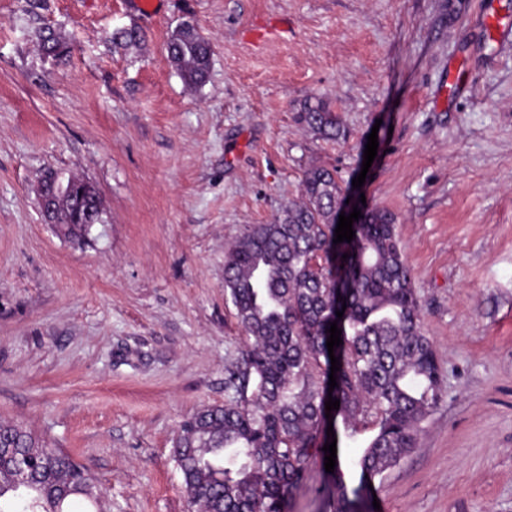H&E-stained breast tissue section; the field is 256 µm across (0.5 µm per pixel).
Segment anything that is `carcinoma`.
<instances>
[{
	"instance_id": "obj_1",
	"label": "carcinoma",
	"mask_w": 512,
	"mask_h": 512,
	"mask_svg": "<svg viewBox=\"0 0 512 512\" xmlns=\"http://www.w3.org/2000/svg\"><path fill=\"white\" fill-rule=\"evenodd\" d=\"M142 42L135 25L112 35L115 45ZM39 46L56 57L67 50L50 29L40 34ZM211 55L196 26L181 23L170 32L166 60L187 85L205 82ZM296 121L326 139L342 133L339 115L322 96L305 101ZM81 188L80 178H68L53 218L66 222L78 210L85 223L101 220L102 201ZM346 197L333 171L311 166L297 200L267 224L246 225L225 250L224 293L246 345L227 370L228 400L187 417L172 448L183 492L198 512H290L312 466L324 465L323 447L339 437L338 424L351 438L357 422L372 414L375 432L356 461L358 483L346 477L339 452L334 472L324 473L326 512H363L368 481L418 446L423 423L441 400V368L422 329L396 219L364 208L352 224L353 240L335 244L339 215L358 206L343 208ZM334 321L342 344L334 348L340 370L331 391L326 342ZM314 366L324 367L320 382L311 375ZM330 397L340 407L328 418ZM0 448L7 449L0 455V512H71L81 498L103 512L89 474L71 455L2 422ZM16 455L29 461L24 486L15 479Z\"/></svg>"
}]
</instances>
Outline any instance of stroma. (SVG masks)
I'll list each match as a JSON object with an SVG mask.
<instances>
[{
	"label": "stroma",
	"mask_w": 512,
	"mask_h": 512,
	"mask_svg": "<svg viewBox=\"0 0 512 512\" xmlns=\"http://www.w3.org/2000/svg\"><path fill=\"white\" fill-rule=\"evenodd\" d=\"M188 19L213 45L197 89L166 61ZM130 24L144 45L114 51ZM318 95L338 140L294 120ZM312 165L395 215L444 375L367 512H512V0H0V422L71 453L112 512H191L173 440L225 403L244 341L224 248ZM48 170L98 189L84 240L44 222Z\"/></svg>",
	"instance_id": "1"
}]
</instances>
